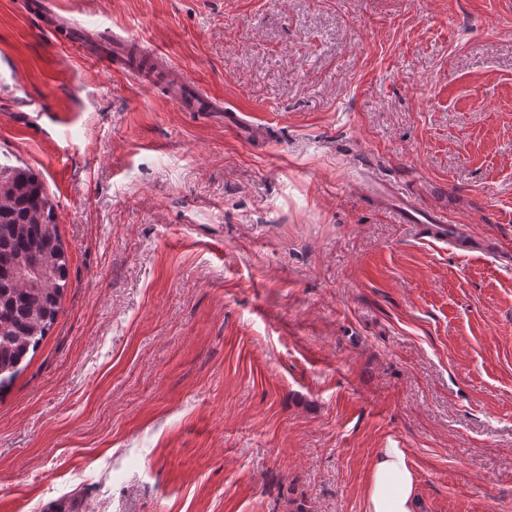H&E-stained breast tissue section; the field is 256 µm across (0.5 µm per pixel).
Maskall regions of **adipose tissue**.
Here are the masks:
<instances>
[{"mask_svg":"<svg viewBox=\"0 0 512 512\" xmlns=\"http://www.w3.org/2000/svg\"><path fill=\"white\" fill-rule=\"evenodd\" d=\"M416 484L404 449H379L366 483V512H417Z\"/></svg>","mask_w":512,"mask_h":512,"instance_id":"ef3b65f1","label":"adipose tissue"}]
</instances>
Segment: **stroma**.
<instances>
[{"mask_svg":"<svg viewBox=\"0 0 512 512\" xmlns=\"http://www.w3.org/2000/svg\"><path fill=\"white\" fill-rule=\"evenodd\" d=\"M0 0V158L57 208L56 320L0 392V512H512V0ZM148 40L210 112L64 43ZM47 103L40 111L38 103ZM367 189L393 214L397 223L409 224L422 239L428 238L434 244L446 247L461 246L459 235H453L448 229L446 205L436 208L423 207L415 196L377 181L369 183ZM416 484L404 449H379L366 483V512H416Z\"/></svg>","mask_w":512,"mask_h":512,"instance_id":"35a3bbf8","label":"stroma"}]
</instances>
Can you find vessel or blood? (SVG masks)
Returning <instances> with one entry per match:
<instances>
[{"label":"vessel or blood","instance_id":"obj_1","mask_svg":"<svg viewBox=\"0 0 512 512\" xmlns=\"http://www.w3.org/2000/svg\"><path fill=\"white\" fill-rule=\"evenodd\" d=\"M113 48L108 63L114 70L137 79L149 77L154 82L166 84L170 98L180 111L219 113L224 117L225 130L244 138L254 133V126L238 110L225 108L223 99L202 91L187 77L169 80V70L158 50L146 48L140 41L130 45L120 40L114 41ZM368 190L393 214L397 223L409 225L418 235L433 243L459 246L458 236L448 228L447 207H424L415 196L377 181L369 183Z\"/></svg>","mask_w":512,"mask_h":512}]
</instances>
